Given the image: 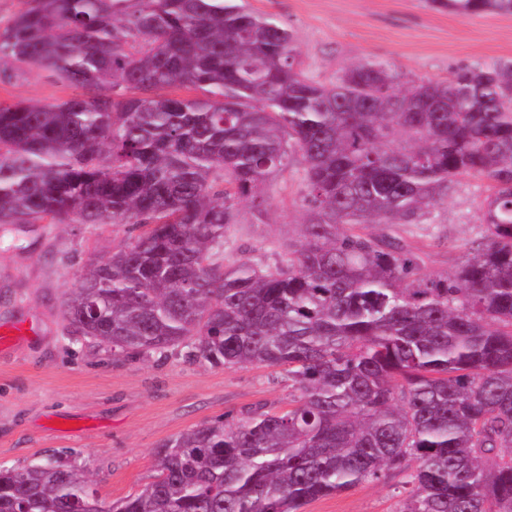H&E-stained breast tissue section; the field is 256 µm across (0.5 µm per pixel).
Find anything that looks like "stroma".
<instances>
[{
	"mask_svg": "<svg viewBox=\"0 0 512 512\" xmlns=\"http://www.w3.org/2000/svg\"><path fill=\"white\" fill-rule=\"evenodd\" d=\"M291 28L306 73L335 81L351 62H393L402 81L444 79L465 64L512 59V16L467 19L428 0H240ZM74 87L40 72L0 83V102L49 104ZM305 161L262 188L265 204L239 207L224 241V260L250 250L261 265L285 258L300 233ZM484 182L457 179L447 200L420 223L397 232L425 261L427 273L452 272L481 230ZM126 224H7L0 227V327L30 321L34 331L0 346V466L22 467L48 456L78 465L102 499L139 491L154 474L164 441L228 413L264 404L287 409L295 396L286 372L257 365L213 367L175 349L114 358L92 339L70 340L63 303L92 260L129 242ZM400 477L364 482L306 504L301 512H398Z\"/></svg>",
	"mask_w": 512,
	"mask_h": 512,
	"instance_id": "1",
	"label": "stroma"
}]
</instances>
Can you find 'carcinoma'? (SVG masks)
Returning a JSON list of instances; mask_svg holds the SVG:
<instances>
[{"label": "carcinoma", "instance_id": "cac0c4a2", "mask_svg": "<svg viewBox=\"0 0 512 512\" xmlns=\"http://www.w3.org/2000/svg\"><path fill=\"white\" fill-rule=\"evenodd\" d=\"M26 72L86 93L0 103V224L138 231L75 278L68 334L286 366L298 396L168 440L153 480L108 505L55 457L1 468L0 512H300L393 473L399 512H512V60L407 83L364 60L324 84L289 29L235 0H26L0 25V82ZM173 87L201 95L159 94ZM296 153V247L221 263L239 204ZM462 175L488 184L484 234L428 274L389 226Z\"/></svg>", "mask_w": 512, "mask_h": 512}]
</instances>
